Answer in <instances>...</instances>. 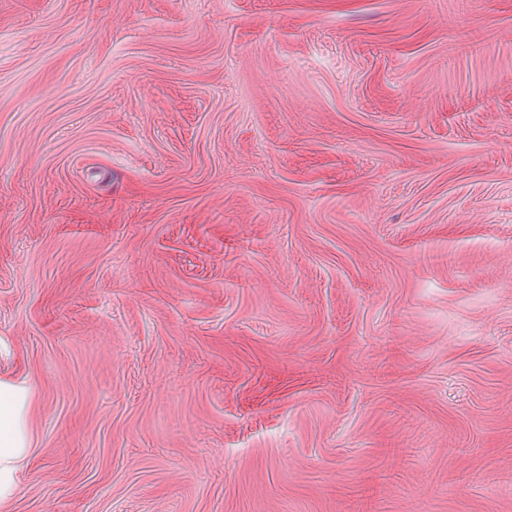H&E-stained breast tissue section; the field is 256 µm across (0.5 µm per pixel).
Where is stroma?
<instances>
[{
  "mask_svg": "<svg viewBox=\"0 0 512 512\" xmlns=\"http://www.w3.org/2000/svg\"><path fill=\"white\" fill-rule=\"evenodd\" d=\"M11 512H512V0H0ZM31 387L27 380L0 379V509L18 497L19 472L31 454L28 411Z\"/></svg>",
  "mask_w": 512,
  "mask_h": 512,
  "instance_id": "obj_1",
  "label": "stroma"
}]
</instances>
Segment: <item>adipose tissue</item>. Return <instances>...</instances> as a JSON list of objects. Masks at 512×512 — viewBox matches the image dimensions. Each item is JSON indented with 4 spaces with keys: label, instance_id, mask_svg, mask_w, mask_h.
Segmentation results:
<instances>
[{
    "label": "adipose tissue",
    "instance_id": "ef3b65f1",
    "mask_svg": "<svg viewBox=\"0 0 512 512\" xmlns=\"http://www.w3.org/2000/svg\"><path fill=\"white\" fill-rule=\"evenodd\" d=\"M29 382L0 379V512L18 497L19 472L31 454Z\"/></svg>",
    "mask_w": 512,
    "mask_h": 512
}]
</instances>
